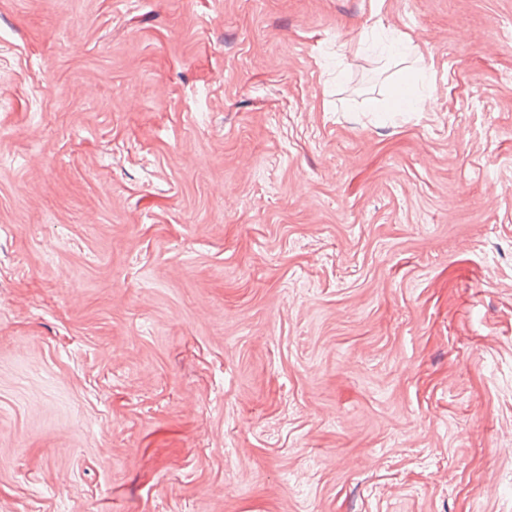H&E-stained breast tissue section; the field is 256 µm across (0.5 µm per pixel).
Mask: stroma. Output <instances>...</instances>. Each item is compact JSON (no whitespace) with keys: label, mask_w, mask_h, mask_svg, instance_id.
<instances>
[{"label":"stroma","mask_w":512,"mask_h":512,"mask_svg":"<svg viewBox=\"0 0 512 512\" xmlns=\"http://www.w3.org/2000/svg\"><path fill=\"white\" fill-rule=\"evenodd\" d=\"M0 512H512V0H0ZM414 76L407 75L401 88L402 98L397 101L396 109L404 112H425L428 110V101L417 95L413 90Z\"/></svg>","instance_id":"1"}]
</instances>
